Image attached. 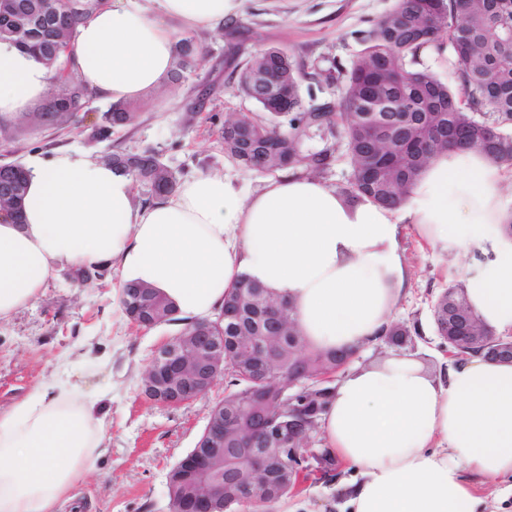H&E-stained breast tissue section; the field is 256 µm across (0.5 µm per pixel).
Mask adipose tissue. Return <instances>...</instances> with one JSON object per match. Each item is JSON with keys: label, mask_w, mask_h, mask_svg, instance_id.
Listing matches in <instances>:
<instances>
[{"label": "adipose tissue", "mask_w": 512, "mask_h": 512, "mask_svg": "<svg viewBox=\"0 0 512 512\" xmlns=\"http://www.w3.org/2000/svg\"><path fill=\"white\" fill-rule=\"evenodd\" d=\"M242 0H112L78 29L70 67L92 97L115 103L156 89L178 30L211 31ZM50 71L0 42V114L40 102ZM21 222L0 221V322L32 306L65 266L118 264L121 284L164 295L179 323L213 317L240 276L289 303L305 343L358 354L383 338L408 284L411 225L457 270L468 304L494 336L512 333V220L505 165L476 148L437 155L400 207L303 173L250 194L219 174L137 203L129 176L66 149L25 166ZM325 444L358 478L349 512H481L482 484L512 475V363L473 355L446 375L411 355L346 373L321 417ZM111 428L100 395L71 379L0 409V512H58L93 470Z\"/></svg>", "instance_id": "obj_1"}]
</instances>
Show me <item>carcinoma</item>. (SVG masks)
I'll return each mask as SVG.
<instances>
[{
  "label": "carcinoma",
  "instance_id": "1",
  "mask_svg": "<svg viewBox=\"0 0 512 512\" xmlns=\"http://www.w3.org/2000/svg\"><path fill=\"white\" fill-rule=\"evenodd\" d=\"M108 2L0 0V42L31 54L53 74L43 104L24 119L0 115L1 145H11L27 129L83 127L91 139L104 141L114 130L138 124L142 106L128 102L114 104L87 122L92 96L68 67V51L79 25ZM419 2L396 0L389 14L360 31L362 49L342 75L341 98L334 104L304 105L300 87L308 72L286 48H267L235 68V92L254 102L263 115L224 119V154L245 171L288 169L320 175L330 168L335 149L308 151L303 145L312 133L326 131L349 159V175L340 192L349 200L364 195L386 207L400 205L430 159L443 150L476 147L494 162L511 165L512 0H427L425 14L419 11ZM445 48L460 92L421 61L422 55L438 56ZM203 55L194 37L178 36L168 85L188 80ZM101 160L131 176L144 190L146 203L172 193L179 184L176 173L150 150L116 148ZM25 194L23 165L0 167V209L18 215ZM121 303L132 323L174 321L169 302L146 285H127ZM229 303L241 309L238 323L214 317L186 324L180 331L182 336L224 339L230 391L211 415L226 413L254 396L253 358L234 347V336H252L259 347L266 337H279L259 386L273 409L297 354L307 357L308 373L314 377L336 362V353L305 344L287 302H279L282 330L261 318L274 300L260 284L239 281L224 296V304ZM456 308L465 317L472 316L460 283L449 285L436 298L433 324L438 336L454 335L448 312ZM331 398L326 394L303 403L308 422L320 425ZM260 453L267 459L270 478L258 499L275 504L297 488L296 478L281 465V449L264 448Z\"/></svg>",
  "mask_w": 512,
  "mask_h": 512
}]
</instances>
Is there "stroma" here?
<instances>
[{
    "label": "stroma",
    "instance_id": "obj_1",
    "mask_svg": "<svg viewBox=\"0 0 512 512\" xmlns=\"http://www.w3.org/2000/svg\"><path fill=\"white\" fill-rule=\"evenodd\" d=\"M395 0H244L241 12L213 32H196L205 54L197 71L183 86L153 95V105L132 128L114 130L110 140L88 141L74 130L29 131L0 161L25 163L29 157H49L59 149H78L98 156L118 147L150 149L187 179L201 172H219L246 192L258 184L224 153L220 128L225 117L254 113L256 105L236 94L225 63L236 48L237 63L275 45L288 48L306 64L301 85L305 104L337 99L338 85L326 82L323 71L349 68L361 49L358 31L386 16ZM194 102L197 118L185 125V104ZM411 278L395 321L417 327L402 346L381 340L371 344L356 362L409 354L444 370L442 341L432 319L436 295L457 282L449 258L403 239ZM116 269L105 278L78 284L67 272L48 283L38 302L0 323V407L10 406L34 388L70 373L91 392L105 393L112 428L95 471L77 486L61 512H169L166 473L185 456L203 432L211 407L225 394L217 380L203 397L178 409L148 401L141 392L144 374L156 348L179 333L175 324L141 329L126 318L114 285ZM353 477L342 471L329 484L304 483L300 494L272 507L271 512H344L342 486Z\"/></svg>",
    "mask_w": 512,
    "mask_h": 512
}]
</instances>
